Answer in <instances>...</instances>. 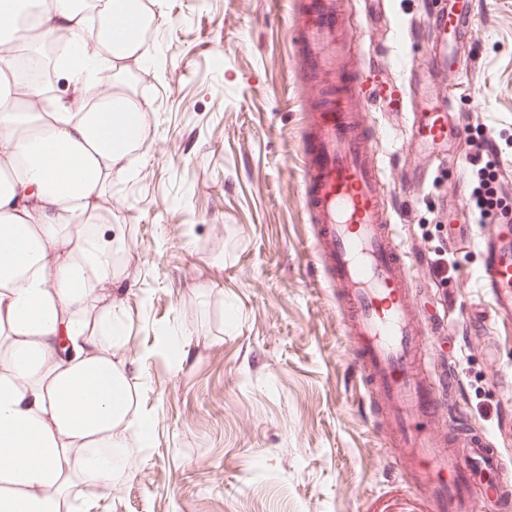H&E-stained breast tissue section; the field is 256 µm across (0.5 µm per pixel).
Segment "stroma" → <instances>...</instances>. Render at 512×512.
I'll use <instances>...</instances> for the list:
<instances>
[{
	"instance_id": "1",
	"label": "stroma",
	"mask_w": 512,
	"mask_h": 512,
	"mask_svg": "<svg viewBox=\"0 0 512 512\" xmlns=\"http://www.w3.org/2000/svg\"><path fill=\"white\" fill-rule=\"evenodd\" d=\"M289 0H157L145 63L126 89L151 109L131 157L137 177L114 182L99 222L123 241L115 271L129 282L118 353L132 368L149 432L134 473L111 491L76 490L77 512H428L386 450L361 393L352 348L301 203L302 101L286 29ZM364 28L354 61L418 67L430 46L408 33L418 0H350ZM470 67L442 85L459 112L478 117L512 169V0H478ZM370 119L381 158L407 138L404 112L377 99ZM404 159L432 174L397 218L415 259V301L428 326L432 367L454 359L462 410L497 441L502 370L512 365V322L469 328L491 312L464 225L454 166L432 150ZM455 266L437 278L433 261ZM187 329L182 351L161 338Z\"/></svg>"
}]
</instances>
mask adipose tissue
I'll return each instance as SVG.
<instances>
[{
	"mask_svg": "<svg viewBox=\"0 0 512 512\" xmlns=\"http://www.w3.org/2000/svg\"><path fill=\"white\" fill-rule=\"evenodd\" d=\"M153 19L149 0H0V512H70L77 484L114 487L146 427L112 350L121 245L96 217L134 175L148 113L118 76ZM16 47L67 96L19 81Z\"/></svg>",
	"mask_w": 512,
	"mask_h": 512,
	"instance_id": "adipose-tissue-1",
	"label": "adipose tissue"
}]
</instances>
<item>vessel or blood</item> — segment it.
Listing matches in <instances>:
<instances>
[{
    "mask_svg": "<svg viewBox=\"0 0 512 512\" xmlns=\"http://www.w3.org/2000/svg\"><path fill=\"white\" fill-rule=\"evenodd\" d=\"M475 10L476 0H443L412 30L433 51L422 69L404 70L399 78L411 145L448 140L454 102L419 89L458 65L456 47L467 41ZM287 23L294 61L323 86L305 113L301 202L324 279L336 290L343 333L358 355L362 385L382 411L389 453L409 487H428L432 512H470L478 493L491 512H512V470L491 437L460 410L455 361L438 372L425 364L408 289L411 262L391 213L426 177L408 170L398 186L388 187L385 163L371 149L378 131L368 107L383 93L380 67L353 64L361 27L346 0H291ZM473 240L482 256L479 286L494 299L496 315L511 318L512 224H485Z\"/></svg>",
    "mask_w": 512,
    "mask_h": 512,
    "instance_id": "obj_1",
    "label": "vessel or blood"
}]
</instances>
